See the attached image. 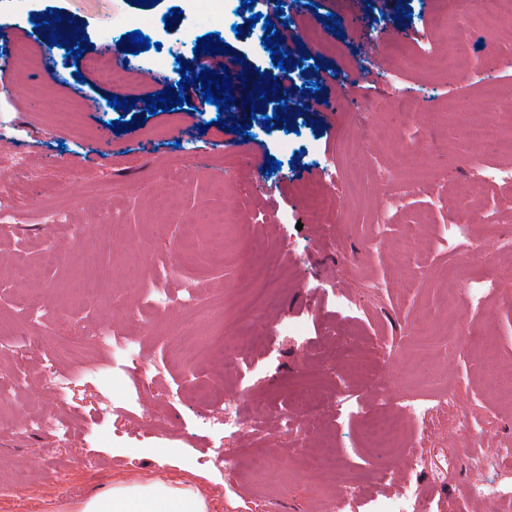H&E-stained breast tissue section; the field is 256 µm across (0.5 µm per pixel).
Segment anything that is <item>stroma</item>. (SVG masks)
Segmentation results:
<instances>
[{
  "mask_svg": "<svg viewBox=\"0 0 512 512\" xmlns=\"http://www.w3.org/2000/svg\"><path fill=\"white\" fill-rule=\"evenodd\" d=\"M179 17L166 25L171 11ZM79 27L84 48L112 39V24L129 17L115 52L118 63L135 68L124 85L111 90L90 71H79L67 50L55 51L56 69L38 68L14 56L16 44L33 55L49 45L45 26L51 13ZM386 20L402 32L384 38L376 29L350 27L348 15ZM149 16L159 39L170 48L195 44L219 34L223 55L187 53L193 66L227 76L256 73L262 60L249 33H219L217 25L194 9L191 0H0V50L11 62L0 75V140L15 152L0 153V192L22 190L17 223L0 225V385L21 388L18 399L0 405L8 423L0 430V512H68L118 481L157 478L195 484L212 501V512H328L331 481L308 472L304 457L318 452L321 433L335 431L351 477L364 486L375 474L374 489L389 493L407 482L398 466L402 451L374 455L360 443L364 413L390 408L426 459L416 478L426 495L421 512H486L470 496L465 456L473 445L460 423L489 422L496 428L481 450L512 447V403L500 398L486 377L478 351L440 347L420 364V377L370 389L366 380L383 356L402 361L411 351L418 323L437 333L448 326V269L469 246L444 240L446 225L460 210L499 212L496 225L478 221L475 229L491 237L512 234V205H503L512 186L474 187L473 164L512 162L502 151L477 148L465 136L466 123H486L493 139L512 137V109L491 108L486 85L512 87V69L489 79L487 57L512 60V25H479L474 14L442 16L437 0H301L293 55L311 60L308 70L293 69L299 85L316 74L335 79L316 91L311 110L273 118L264 134L236 137L223 129L216 105L199 92L183 106L157 115L146 111L160 95L150 71L151 51L131 54L129 32L135 18ZM466 50H459V43ZM425 69H417L415 58ZM454 59L453 74L439 73ZM379 70L376 84L358 86L354 76ZM27 76L16 90L14 72ZM136 100L132 111L111 108L112 97ZM68 111H60V103ZM336 162L339 208L323 223H312L301 202V188L323 181L313 151ZM279 162L269 171V162ZM430 174L420 189H409L412 165ZM65 215L46 224L40 212ZM230 228L213 229L216 216ZM205 224L195 252L185 249L187 225ZM44 239L56 254L45 259L29 249ZM272 254L283 285L281 304L261 314L257 329L267 338L246 361L236 380H228L222 350L182 363L169 348L174 333L188 329L201 339L217 336L236 311L225 297L234 293L245 260ZM480 280L492 287L462 319L498 333L512 358V251L489 252L473 260ZM103 277L99 295L81 289L86 272ZM166 272L165 307H150L152 273ZM201 289L200 301L187 305V288ZM354 299L351 311H337L338 294ZM49 303L53 321L31 316L21 299ZM305 323L304 339L285 335L284 323ZM70 323L83 339L70 345L46 339L33 348L28 336L47 324ZM106 328L122 336L137 330L144 372L131 373L112 360L94 335ZM71 377L67 395L55 382ZM449 383L456 397L429 423L404 416L397 396H432V386ZM210 387L213 405L203 407L195 385ZM321 386V413L303 442L285 433V419L307 413L302 394ZM356 402L354 412L335 405L337 391ZM238 395L244 421L224 428L225 392ZM51 421L35 427V416ZM71 423L58 438L54 419ZM107 434L94 439L91 431ZM274 449L277 458L245 481L248 455ZM223 450L226 465L214 463ZM23 480H15L18 467Z\"/></svg>",
  "mask_w": 512,
  "mask_h": 512,
  "instance_id": "1",
  "label": "stroma"
}]
</instances>
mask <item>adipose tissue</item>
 Segmentation results:
<instances>
[{
	"label": "adipose tissue",
	"mask_w": 512,
	"mask_h": 512,
	"mask_svg": "<svg viewBox=\"0 0 512 512\" xmlns=\"http://www.w3.org/2000/svg\"><path fill=\"white\" fill-rule=\"evenodd\" d=\"M207 496L182 481L115 483L76 504L72 512H210Z\"/></svg>",
	"instance_id": "ef3b65f1"
}]
</instances>
